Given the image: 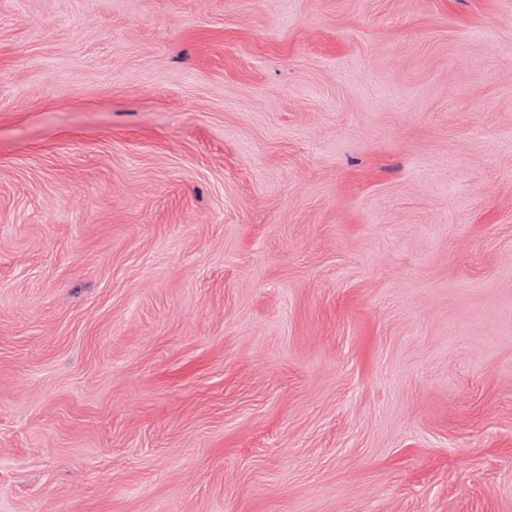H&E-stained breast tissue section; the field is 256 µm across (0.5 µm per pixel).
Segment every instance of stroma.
<instances>
[{
  "mask_svg": "<svg viewBox=\"0 0 512 512\" xmlns=\"http://www.w3.org/2000/svg\"><path fill=\"white\" fill-rule=\"evenodd\" d=\"M0 512H512V0H0Z\"/></svg>",
  "mask_w": 512,
  "mask_h": 512,
  "instance_id": "stroma-1",
  "label": "stroma"
}]
</instances>
